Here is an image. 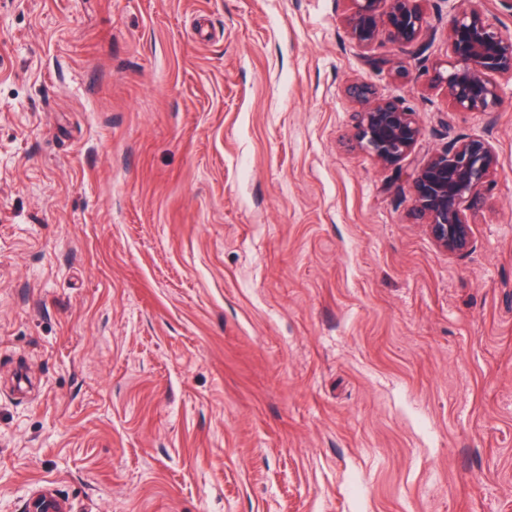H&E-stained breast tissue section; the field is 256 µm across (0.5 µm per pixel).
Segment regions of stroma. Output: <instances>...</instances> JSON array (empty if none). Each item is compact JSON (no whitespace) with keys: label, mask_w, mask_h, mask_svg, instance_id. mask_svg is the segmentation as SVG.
<instances>
[{"label":"stroma","mask_w":512,"mask_h":512,"mask_svg":"<svg viewBox=\"0 0 512 512\" xmlns=\"http://www.w3.org/2000/svg\"><path fill=\"white\" fill-rule=\"evenodd\" d=\"M351 0H0V512H512V77L462 112ZM489 141L473 247L355 146ZM358 105L356 145L383 165L408 157L421 137L415 111L400 98H379L373 86L355 81L346 88ZM65 503L57 494L42 488L31 493L24 501L20 512H67Z\"/></svg>","instance_id":"stroma-1"}]
</instances>
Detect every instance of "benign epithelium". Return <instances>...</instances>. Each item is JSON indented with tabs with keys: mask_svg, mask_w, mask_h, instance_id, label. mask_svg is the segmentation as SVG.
<instances>
[{
	"mask_svg": "<svg viewBox=\"0 0 512 512\" xmlns=\"http://www.w3.org/2000/svg\"><path fill=\"white\" fill-rule=\"evenodd\" d=\"M421 0H352L344 19L348 37L370 47L384 34L403 51L422 55L427 38L436 30L427 26ZM483 0H465L467 7L448 15V49L451 69L437 63L429 81L445 87L452 105L467 112H489L501 103L494 74L512 75V37L484 15ZM358 105L356 145L383 165L408 157L421 137L416 112L400 98H380L373 86L355 81L346 88ZM496 164L493 146L482 138H462L444 150L415 161L412 213L426 222L436 244L451 255L472 247L464 204L479 198ZM21 512H67L57 494L42 488L24 501Z\"/></svg>",
	"mask_w": 512,
	"mask_h": 512,
	"instance_id": "benign-epithelium-1",
	"label": "benign epithelium"
}]
</instances>
